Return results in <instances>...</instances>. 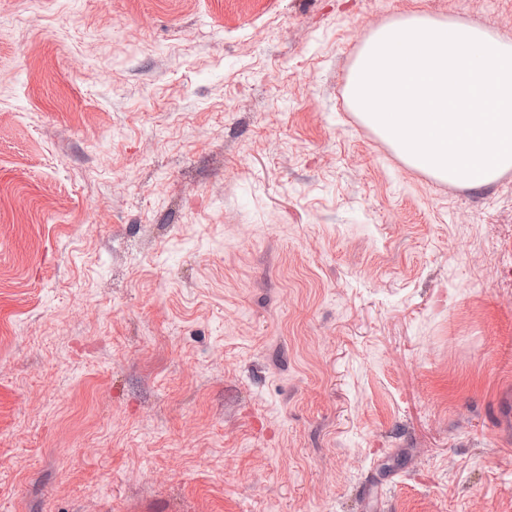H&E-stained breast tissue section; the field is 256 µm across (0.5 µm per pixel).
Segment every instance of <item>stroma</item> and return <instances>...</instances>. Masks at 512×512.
Here are the masks:
<instances>
[{
	"label": "stroma",
	"instance_id": "obj_1",
	"mask_svg": "<svg viewBox=\"0 0 512 512\" xmlns=\"http://www.w3.org/2000/svg\"><path fill=\"white\" fill-rule=\"evenodd\" d=\"M419 14L0 0V512H512V170L352 109Z\"/></svg>",
	"mask_w": 512,
	"mask_h": 512
}]
</instances>
